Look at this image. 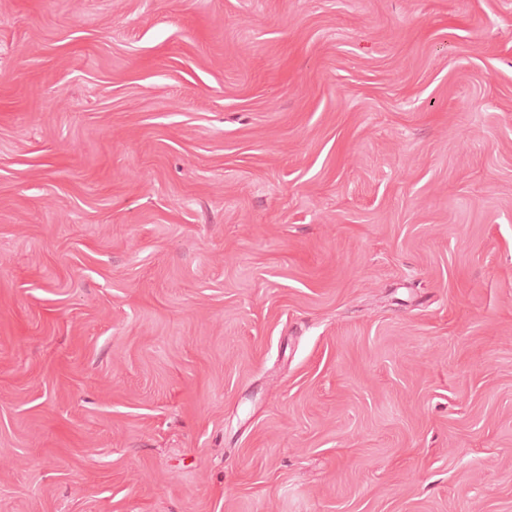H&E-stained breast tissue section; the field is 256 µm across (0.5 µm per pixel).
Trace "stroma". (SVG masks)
Segmentation results:
<instances>
[{"mask_svg": "<svg viewBox=\"0 0 512 512\" xmlns=\"http://www.w3.org/2000/svg\"><path fill=\"white\" fill-rule=\"evenodd\" d=\"M0 512H512V0H0Z\"/></svg>", "mask_w": 512, "mask_h": 512, "instance_id": "35a3bbf8", "label": "stroma"}]
</instances>
